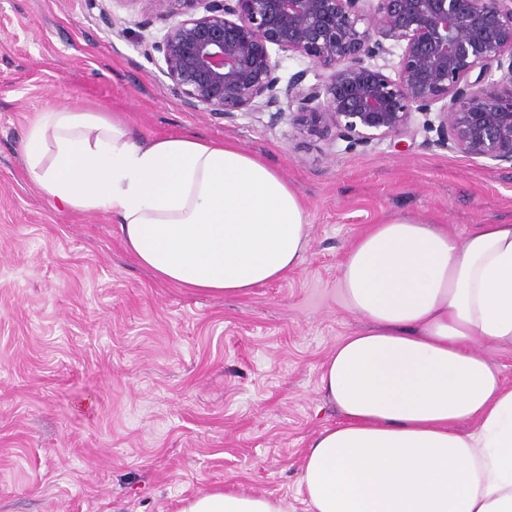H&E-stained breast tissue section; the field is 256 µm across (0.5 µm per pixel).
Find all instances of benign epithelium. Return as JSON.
Returning a JSON list of instances; mask_svg holds the SVG:
<instances>
[{
    "instance_id": "7a95c632",
    "label": "benign epithelium",
    "mask_w": 512,
    "mask_h": 512,
    "mask_svg": "<svg viewBox=\"0 0 512 512\" xmlns=\"http://www.w3.org/2000/svg\"><path fill=\"white\" fill-rule=\"evenodd\" d=\"M119 2L145 4V27L174 20L153 48L192 111L267 112L309 136L395 148L414 140L415 114L433 113L440 146L512 164V0ZM272 46L308 58L322 80L282 82ZM394 47L389 75L373 60Z\"/></svg>"
}]
</instances>
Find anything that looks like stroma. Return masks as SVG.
I'll list each match as a JSON object with an SVG mask.
<instances>
[{"label": "stroma", "mask_w": 512, "mask_h": 512, "mask_svg": "<svg viewBox=\"0 0 512 512\" xmlns=\"http://www.w3.org/2000/svg\"><path fill=\"white\" fill-rule=\"evenodd\" d=\"M120 0H0V512H178L233 488L306 512L301 455L338 420L321 365L360 329L338 288L353 241L396 215L461 236L512 224V165L438 146L347 148L268 115L186 109ZM118 112L134 135L231 141L308 213L300 269L228 299L159 280L117 220L43 198L21 141L46 106Z\"/></svg>", "instance_id": "stroma-1"}]
</instances>
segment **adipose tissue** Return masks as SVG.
Returning a JSON list of instances; mask_svg holds the SVG:
<instances>
[{
    "label": "adipose tissue",
    "mask_w": 512,
    "mask_h": 512,
    "mask_svg": "<svg viewBox=\"0 0 512 512\" xmlns=\"http://www.w3.org/2000/svg\"><path fill=\"white\" fill-rule=\"evenodd\" d=\"M22 153L43 197L117 216L128 251L160 280L237 298L304 261L300 196L235 145L136 136L109 113L50 106ZM338 286L363 326L321 366L339 419L302 456L311 512H512V386L478 348L512 349V224L459 239L394 217L353 243ZM179 512L287 506L227 489Z\"/></svg>",
    "instance_id": "1"
}]
</instances>
